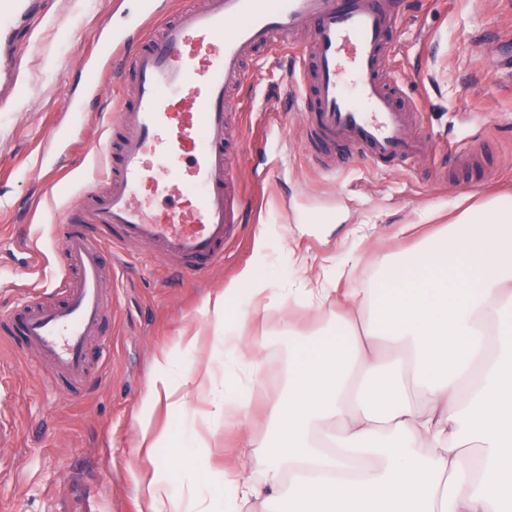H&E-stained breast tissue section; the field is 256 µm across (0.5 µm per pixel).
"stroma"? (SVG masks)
Segmentation results:
<instances>
[{"instance_id": "1", "label": "stroma", "mask_w": 512, "mask_h": 512, "mask_svg": "<svg viewBox=\"0 0 512 512\" xmlns=\"http://www.w3.org/2000/svg\"><path fill=\"white\" fill-rule=\"evenodd\" d=\"M140 0H49L39 24L21 43V99L0 107V315L22 295L50 285L59 270L65 225L79 216L82 194L104 172L91 155L108 137L106 115L119 86L101 29L124 26ZM396 77L418 107L423 149L405 164L381 169L361 154L329 170L306 151L304 122L282 81L290 57L259 55L240 92L245 110L232 112L229 131L239 148L238 185L248 206L224 260L195 272L154 258L150 245L107 251L103 273L110 317L93 368L76 393L54 387V370L34 348L0 334V512H142L152 474L140 448V417L153 430L180 438L195 424L217 467L234 470L239 432L261 438L282 390L253 400L242 424L209 418V403L190 398L168 416L152 404L155 362L173 354L182 368L212 366L224 389V329L205 311L263 245L261 274L287 289L253 320L248 339L263 341L278 376L288 368V331H335L336 308L310 307L307 288L326 271L367 250L398 249L404 224H445L460 202L512 197V0H405L392 32ZM103 59L102 94L86 92L82 63ZM79 110L62 151L49 137L65 111L67 91ZM482 138L483 152L460 170L464 145ZM31 245L46 263L24 274L20 248ZM308 256L301 270L293 254ZM198 335L200 348L181 339Z\"/></svg>"}]
</instances>
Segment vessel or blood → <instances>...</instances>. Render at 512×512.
<instances>
[{
	"instance_id": "1",
	"label": "vessel or blood",
	"mask_w": 512,
	"mask_h": 512,
	"mask_svg": "<svg viewBox=\"0 0 512 512\" xmlns=\"http://www.w3.org/2000/svg\"><path fill=\"white\" fill-rule=\"evenodd\" d=\"M140 16L106 32L128 45L131 82L116 106L104 187L64 241V275L6 319L12 335L51 363L68 393L90 373L88 350L108 314L106 245H153L161 259L201 270L222 262L241 223L225 106L258 53L306 43L309 153L328 167L361 153L390 168L411 158L415 108L391 78L395 0H141ZM45 0H0V102L18 97L15 50Z\"/></svg>"
}]
</instances>
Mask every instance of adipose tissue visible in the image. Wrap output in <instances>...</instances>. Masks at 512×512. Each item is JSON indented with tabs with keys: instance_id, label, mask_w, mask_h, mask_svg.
<instances>
[{
	"instance_id": "obj_1",
	"label": "adipose tissue",
	"mask_w": 512,
	"mask_h": 512,
	"mask_svg": "<svg viewBox=\"0 0 512 512\" xmlns=\"http://www.w3.org/2000/svg\"><path fill=\"white\" fill-rule=\"evenodd\" d=\"M372 287L311 288L333 304L338 331L293 340L288 380L271 412L272 431L245 438L235 479L189 458L196 478L223 485L220 507L244 512L271 495L279 512H500L512 505V203L469 207L415 248L370 257ZM269 285L245 269L205 308L224 328V374L235 393L212 414H246L248 387L262 375L259 348L244 340L266 307ZM392 347L384 356L383 347ZM209 372L179 374L157 362L153 403L179 410L186 395L212 391ZM481 448L479 458L466 449ZM178 452L157 459L144 512H182L171 474Z\"/></svg>"
}]
</instances>
